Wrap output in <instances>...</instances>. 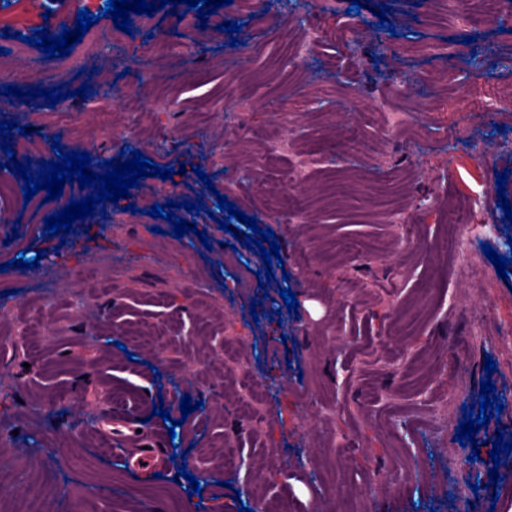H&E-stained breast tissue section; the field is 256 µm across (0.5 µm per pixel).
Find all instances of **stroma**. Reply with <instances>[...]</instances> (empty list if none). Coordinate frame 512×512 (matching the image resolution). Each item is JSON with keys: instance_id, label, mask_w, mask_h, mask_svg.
Listing matches in <instances>:
<instances>
[{"instance_id": "1", "label": "stroma", "mask_w": 512, "mask_h": 512, "mask_svg": "<svg viewBox=\"0 0 512 512\" xmlns=\"http://www.w3.org/2000/svg\"><path fill=\"white\" fill-rule=\"evenodd\" d=\"M97 2L0 0V87L39 86L45 68L70 93L36 112L16 111L14 96L0 94V121L31 129L12 154L0 151V181L16 189L0 200V328L17 332L0 348V512L36 503L45 512H512V453H501L498 480L481 473L475 491L455 440L486 379L504 409L478 431L481 455L497 426L512 434V221L500 206L512 201V71L487 81L430 51L472 36L512 55V19L487 27L446 0L427 18L415 0H368L356 14L352 0L285 9L252 0L246 11L221 6L190 41L182 19L198 12L179 4L133 17L130 32L110 30L136 59L156 40L172 44L141 83L112 68L100 24L63 57L29 44L42 27L74 30L79 11L96 12ZM384 6L386 28L376 16ZM226 21L250 33L231 52L232 69ZM344 24L358 29L350 46L317 38L283 77L288 38ZM381 36L393 54H378ZM93 70L116 94L87 87ZM487 83L502 91L492 112L474 94ZM130 91L140 101L134 113ZM379 103L410 113L411 125L364 124L362 112ZM102 107L116 113L115 135L96 127ZM46 132L66 153L117 162L129 147L173 174L140 179L130 198L51 236L46 217L85 191L68 182L55 200L42 191L28 200L23 178L7 169L9 159L42 155ZM284 135L291 147L279 156L248 162L239 151ZM356 141L370 142L378 159L352 153ZM465 191L484 201L481 233L441 253L434 244L448 203ZM222 195L275 234L282 261L269 267L271 282L259 284L267 267L247 249L246 225L218 210ZM170 201L193 227L180 238L149 214ZM185 201L203 212L182 209ZM487 245L507 257L506 277ZM22 255L38 267H12ZM286 287L297 315L282 310ZM228 322L242 334L230 381ZM438 352L448 355L443 376ZM245 382L265 399L249 416L224 395ZM187 396L199 407L185 415ZM157 405L170 422L154 415ZM115 415L156 440L160 477L138 475L133 449L113 447Z\"/></svg>"}]
</instances>
